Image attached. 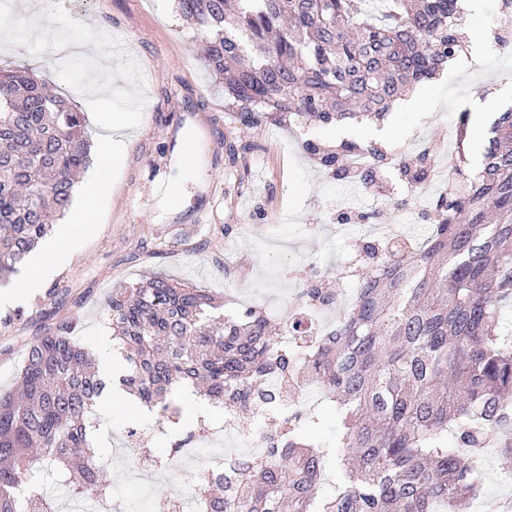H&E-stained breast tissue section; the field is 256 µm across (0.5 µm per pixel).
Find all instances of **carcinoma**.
<instances>
[{"mask_svg": "<svg viewBox=\"0 0 512 512\" xmlns=\"http://www.w3.org/2000/svg\"><path fill=\"white\" fill-rule=\"evenodd\" d=\"M177 2L226 106L246 125L262 113L378 122L469 43L460 0ZM454 129L453 182L431 202L427 240L392 245L324 336L285 346L286 323L263 307L216 316L209 290L164 276L112 292L103 320L130 365L123 386L140 406L166 411L167 394L188 385L247 415L275 398L270 380H284L285 390L303 374L336 410L339 453L290 425L250 463L182 474L208 512H445L479 495L485 449L512 458V345L500 331L512 308V109L494 125L476 172L466 155L468 113ZM306 149L338 180L350 178L344 160L354 152L369 158L363 181L395 163L410 195L434 167L375 142ZM90 162L84 112L27 67H1L0 283L51 233L50 218L70 209ZM296 298L336 305L321 281ZM106 387L72 322L29 345L16 389L0 394V512H55L28 488L39 460L73 475L76 498L111 495L103 451L89 436ZM329 465L336 493L320 499Z\"/></svg>", "mask_w": 512, "mask_h": 512, "instance_id": "cac0c4a2", "label": "carcinoma"}]
</instances>
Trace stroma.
<instances>
[{
    "label": "stroma",
    "mask_w": 512,
    "mask_h": 512,
    "mask_svg": "<svg viewBox=\"0 0 512 512\" xmlns=\"http://www.w3.org/2000/svg\"><path fill=\"white\" fill-rule=\"evenodd\" d=\"M0 0V22L18 30L19 39L0 49V67L24 65L35 76L62 88L86 116L90 143H98L100 121L123 113L119 158L107 173L89 166L81 181L106 175L112 185L98 204L93 234L79 235L66 266L29 299L0 307V393L13 389L29 343L62 320L74 321L87 348L109 335L102 310L115 286L154 275L207 288L218 295L224 315L263 305L275 320L286 317L298 284L293 263H313L331 287L337 274L361 248L357 230L333 231L337 209L352 205L377 213L381 233L424 239L428 227L411 207L387 197L350 190L347 182L324 173L302 143L333 141L335 127L299 124L295 116L271 117L251 125L239 122L224 103V88L204 65L201 42L179 15L174 0ZM499 0H485L481 13L465 17L482 46L480 70L448 68L424 88L411 111L396 109L384 121L385 144L400 152L405 140L421 134L440 162L451 157V128L461 112L489 86L512 88V55L493 49L490 32H512V15ZM96 48L80 43L86 30ZM195 151L192 174L177 197L166 195L175 165L186 148ZM354 289L356 280L344 283ZM307 391L296 388L288 400L310 424L319 441L335 443L336 415L325 404L308 406ZM181 426L154 413L140 414L100 403L94 419L112 476L108 505L114 512H153L161 494L181 482L179 470H159L140 482L126 475L129 431L145 434L152 448L166 451L177 431L196 435L197 464L211 465L222 445L223 413L199 412L191 392L177 394Z\"/></svg>",
    "instance_id": "stroma-1"
}]
</instances>
